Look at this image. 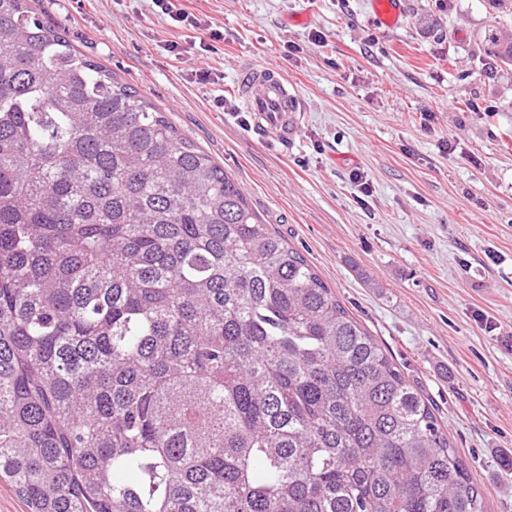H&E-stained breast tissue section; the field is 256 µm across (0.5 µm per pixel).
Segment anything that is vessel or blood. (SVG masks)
<instances>
[{"mask_svg": "<svg viewBox=\"0 0 512 512\" xmlns=\"http://www.w3.org/2000/svg\"><path fill=\"white\" fill-rule=\"evenodd\" d=\"M237 92L259 139H271L281 145L291 141L301 123L304 105L299 92L289 86L279 68L247 63L240 72Z\"/></svg>", "mask_w": 512, "mask_h": 512, "instance_id": "b4317fda", "label": "vessel or blood"}]
</instances>
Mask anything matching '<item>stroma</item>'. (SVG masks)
Masks as SVG:
<instances>
[{
  "label": "stroma",
  "mask_w": 512,
  "mask_h": 512,
  "mask_svg": "<svg viewBox=\"0 0 512 512\" xmlns=\"http://www.w3.org/2000/svg\"><path fill=\"white\" fill-rule=\"evenodd\" d=\"M190 7L203 29L171 27L151 0L34 4L240 184L434 401L487 512H512V64L488 41L512 0H403L392 27L373 0ZM246 60L303 98L288 147L250 130L234 91Z\"/></svg>",
  "instance_id": "1"
}]
</instances>
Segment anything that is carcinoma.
I'll return each mask as SVG.
<instances>
[{
	"label": "carcinoma",
	"mask_w": 512,
	"mask_h": 512,
	"mask_svg": "<svg viewBox=\"0 0 512 512\" xmlns=\"http://www.w3.org/2000/svg\"><path fill=\"white\" fill-rule=\"evenodd\" d=\"M2 481L27 512H485L305 257L29 0H0Z\"/></svg>",
	"instance_id": "1"
}]
</instances>
